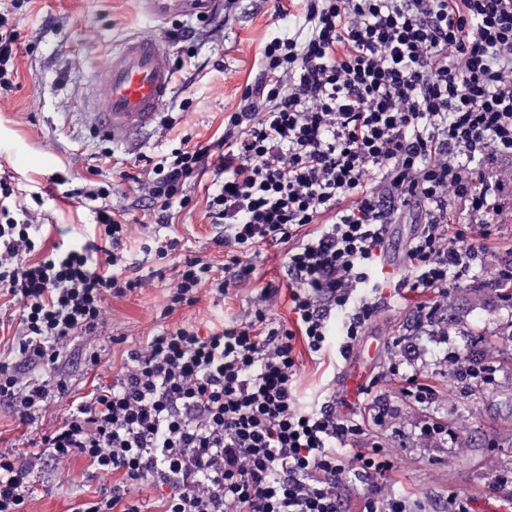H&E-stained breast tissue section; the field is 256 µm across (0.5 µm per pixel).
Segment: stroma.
Instances as JSON below:
<instances>
[{"label": "stroma", "mask_w": 512, "mask_h": 512, "mask_svg": "<svg viewBox=\"0 0 512 512\" xmlns=\"http://www.w3.org/2000/svg\"><path fill=\"white\" fill-rule=\"evenodd\" d=\"M290 0H228L216 14H179L157 22L145 17L138 0H29L20 22L15 86L0 104V178H8L21 200L41 212L43 234L66 246L81 245L95 229L91 202L73 196V189L92 180L112 185V203L132 205L126 192L129 177L144 174L148 159L167 148L170 139L187 135L199 145L219 138L225 113L234 111L257 72L259 52L268 34L294 27ZM223 25V46L207 38ZM152 33L171 51L175 80L154 124L130 144L112 142L95 125L92 84L104 73L108 57L123 39ZM189 109H181L184 99ZM112 160L99 162L101 153ZM64 184H57L56 176ZM191 203L173 218L187 254L224 263V251L212 241L214 230L205 216L206 192L190 190ZM484 240L490 263L512 262V203H505L499 223L488 226ZM287 245L264 247L254 259L255 272L237 294L216 302L202 297L197 305L165 313L166 286L106 301L103 340L106 356L100 366L74 367L69 391L57 395L36 423H23L0 408V449L43 433L58 423L71 402L93 383L108 381L112 362L124 342L142 341L160 325L217 323L243 313L254 290L268 285L287 289L283 275ZM407 292L391 301L366 331L378 342L368 395L395 394L398 431L389 436L394 469L384 486L410 494L435 512L439 499L455 491L471 500L472 512H502L512 497V305L492 274L474 266L451 288L448 305L436 317L439 330L422 328ZM484 364L486 380L460 391L453 352ZM419 370L441 390L427 412L398 396L402 374ZM437 417L448 438L417 441L416 426ZM102 482L83 458H75L63 474H38L26 512H72L86 499L98 498Z\"/></svg>", "instance_id": "35a3bbf8"}]
</instances>
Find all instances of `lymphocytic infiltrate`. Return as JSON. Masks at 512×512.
Returning <instances> with one entry per match:
<instances>
[{"label": "lymphocytic infiltrate", "instance_id": "1", "mask_svg": "<svg viewBox=\"0 0 512 512\" xmlns=\"http://www.w3.org/2000/svg\"><path fill=\"white\" fill-rule=\"evenodd\" d=\"M296 32L263 44L258 72L212 146L181 137L129 189L143 218L87 184L96 239L45 248L39 212L6 206L0 179V295L19 306L0 406L39 418L68 389L66 361H102L107 298L153 288L136 252L182 251L175 209L210 174L206 216L224 267L185 257L167 311L201 291L226 298L266 244L287 245L290 324L271 318L280 292L260 289L243 314L200 332L161 328L124 351L109 382L73 400L62 421L22 449L0 452V512H23L34 475L87 460L109 493L73 512H142L150 484L160 512H344L363 485L362 512H416L378 486L391 448L371 432L392 424L386 398L343 407L334 391L302 400L298 348L345 358L389 297L420 294L431 322L452 282L482 260L465 228L492 224L512 197V0H297ZM20 16L0 14V99L14 87ZM461 206L452 229L449 206ZM409 224L400 278L385 276L394 225ZM345 317L338 335L330 324Z\"/></svg>", "mask_w": 512, "mask_h": 512}]
</instances>
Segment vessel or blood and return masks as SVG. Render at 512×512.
I'll return each mask as SVG.
<instances>
[{
	"instance_id": "1",
	"label": "vessel or blood",
	"mask_w": 512,
	"mask_h": 512,
	"mask_svg": "<svg viewBox=\"0 0 512 512\" xmlns=\"http://www.w3.org/2000/svg\"><path fill=\"white\" fill-rule=\"evenodd\" d=\"M142 2L145 12L155 18L174 11L211 13L222 4V0ZM172 81L170 51L164 41L149 33L126 40L113 51L105 74L95 85L93 118L97 126L114 142H130L155 122ZM378 353V347L371 345L347 360L339 380L345 398H356L364 390Z\"/></svg>"
}]
</instances>
